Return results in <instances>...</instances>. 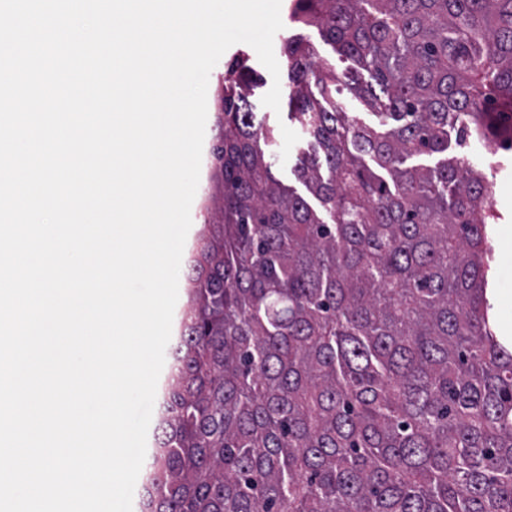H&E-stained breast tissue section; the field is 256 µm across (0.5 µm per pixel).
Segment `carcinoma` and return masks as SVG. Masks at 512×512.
I'll return each instance as SVG.
<instances>
[{"label": "carcinoma", "instance_id": "cac0c4a2", "mask_svg": "<svg viewBox=\"0 0 512 512\" xmlns=\"http://www.w3.org/2000/svg\"><path fill=\"white\" fill-rule=\"evenodd\" d=\"M292 17L355 64L339 77L284 40L294 173L318 206L276 180L252 71L231 67L146 512H512L487 184L409 164L512 112V0H295ZM332 83L394 126L349 121Z\"/></svg>", "mask_w": 512, "mask_h": 512}]
</instances>
